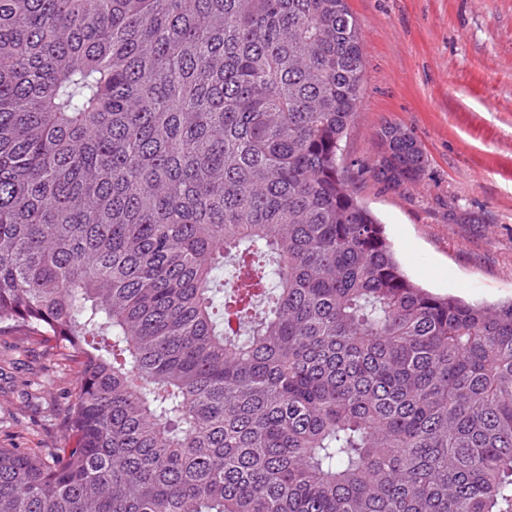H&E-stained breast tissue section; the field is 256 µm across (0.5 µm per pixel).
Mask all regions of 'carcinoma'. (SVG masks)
<instances>
[{"instance_id": "1", "label": "carcinoma", "mask_w": 512, "mask_h": 512, "mask_svg": "<svg viewBox=\"0 0 512 512\" xmlns=\"http://www.w3.org/2000/svg\"><path fill=\"white\" fill-rule=\"evenodd\" d=\"M363 64L347 0H0V325L81 367L0 512H512V301L357 200Z\"/></svg>"}]
</instances>
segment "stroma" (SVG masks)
<instances>
[{"mask_svg": "<svg viewBox=\"0 0 512 512\" xmlns=\"http://www.w3.org/2000/svg\"><path fill=\"white\" fill-rule=\"evenodd\" d=\"M363 37L341 165L406 275L439 296L512 299V0H347ZM412 135L425 171L378 178V132ZM79 365L48 336L0 326V447L66 448Z\"/></svg>", "mask_w": 512, "mask_h": 512, "instance_id": "obj_1", "label": "stroma"}]
</instances>
